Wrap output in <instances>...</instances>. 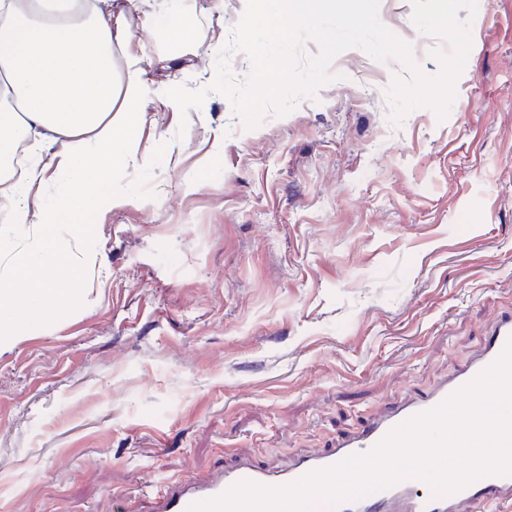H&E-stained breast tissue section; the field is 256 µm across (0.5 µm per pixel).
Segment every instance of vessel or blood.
<instances>
[{
    "mask_svg": "<svg viewBox=\"0 0 512 512\" xmlns=\"http://www.w3.org/2000/svg\"><path fill=\"white\" fill-rule=\"evenodd\" d=\"M512 342V307L493 322L489 337L477 355L453 376L422 393H408L363 425L339 436L329 448L302 455L287 467L271 468L236 456L227 467L201 480H178L168 484L153 512H187L193 503L222 495L231 486L248 481L264 487H283L318 470L332 467L354 453H365L392 430L415 415L438 405L492 366ZM337 512H512V476L486 475L453 494L427 488L423 480L410 477L398 484L342 501Z\"/></svg>",
    "mask_w": 512,
    "mask_h": 512,
    "instance_id": "obj_1",
    "label": "vessel or blood"
}]
</instances>
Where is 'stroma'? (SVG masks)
<instances>
[{
  "instance_id": "1",
  "label": "stroma",
  "mask_w": 512,
  "mask_h": 512,
  "mask_svg": "<svg viewBox=\"0 0 512 512\" xmlns=\"http://www.w3.org/2000/svg\"><path fill=\"white\" fill-rule=\"evenodd\" d=\"M246 0L128 14L147 71L141 163L115 170L63 311L0 343V512H148L233 451L285 466L405 391L452 376L512 303V0H477L445 118L393 123L396 58L248 129L222 95L181 118L166 89L215 76ZM194 23L178 44L159 19ZM380 21L422 73L444 38L411 0Z\"/></svg>"
}]
</instances>
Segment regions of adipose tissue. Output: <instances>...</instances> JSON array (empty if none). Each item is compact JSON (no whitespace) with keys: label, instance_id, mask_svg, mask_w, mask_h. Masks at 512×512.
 <instances>
[{"label":"adipose tissue","instance_id":"1","mask_svg":"<svg viewBox=\"0 0 512 512\" xmlns=\"http://www.w3.org/2000/svg\"><path fill=\"white\" fill-rule=\"evenodd\" d=\"M44 0H0V151L18 128L54 143L24 174L25 190L0 189V206L17 224L40 216L39 231L10 256L12 273L0 278V335H12L32 314L67 306L85 283L75 275L73 242L89 237L86 218L105 201L115 169L138 161L130 140L145 120V70L129 52L125 10L113 0H68L47 10ZM123 49L125 80H116V49ZM66 180L52 207L38 188ZM69 227L61 239L58 225Z\"/></svg>","mask_w":512,"mask_h":512}]
</instances>
